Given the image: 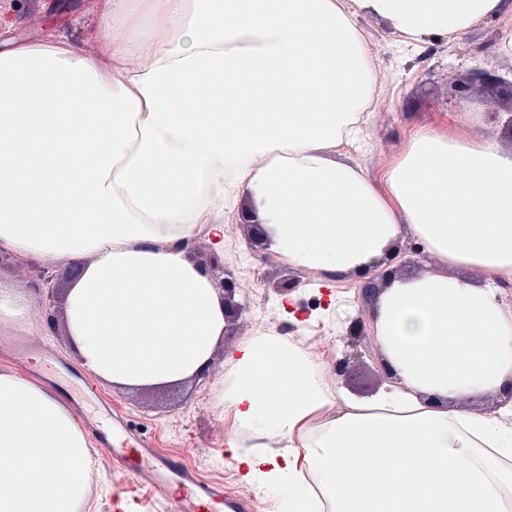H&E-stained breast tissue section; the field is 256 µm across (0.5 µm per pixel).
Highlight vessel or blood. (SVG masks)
Masks as SVG:
<instances>
[{
    "label": "vessel or blood",
    "mask_w": 512,
    "mask_h": 512,
    "mask_svg": "<svg viewBox=\"0 0 512 512\" xmlns=\"http://www.w3.org/2000/svg\"><path fill=\"white\" fill-rule=\"evenodd\" d=\"M112 461L136 480L161 492L170 494L172 512H204L205 508L223 507L224 498L218 494L201 495L194 491V477L186 462L158 457L144 442L130 443L116 438L110 427L98 429Z\"/></svg>",
    "instance_id": "b4317fda"
}]
</instances>
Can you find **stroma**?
Masks as SVG:
<instances>
[{"label":"stroma","instance_id":"stroma-1","mask_svg":"<svg viewBox=\"0 0 512 512\" xmlns=\"http://www.w3.org/2000/svg\"><path fill=\"white\" fill-rule=\"evenodd\" d=\"M506 2V11L472 25L455 40L431 39L417 45L405 42L384 19L358 17L376 84L361 142L339 145L337 160L358 166L370 178H381L420 124L454 138H490L511 152L512 104L480 88L462 98L453 92L454 84L476 68L512 77V53L501 49L512 37V0ZM95 23L90 0H0V43L65 35L88 51L92 45L86 34ZM253 206V200L244 196L235 209L225 210L223 254H216L202 236L191 246L192 259L207 263L214 280H221L227 269L235 272L241 285L235 296L238 309L213 352L207 379L130 389L88 374L69 347L64 326L46 325L33 288L37 265L19 263L10 255L0 261V289L11 290L25 314L18 322L0 323V366L78 400L75 413L87 434H94L102 422H111L116 435L134 437L161 454L185 460L202 487L249 499L253 512H274L271 494L221 450L224 417L218 393L224 385L225 362L238 345L247 337L270 333L301 343L324 341L326 348L318 358L327 382L358 401L372 399L391 378L381 367L377 305L362 299V277L349 272L329 279L320 271L289 265L267 246H252L239 215ZM415 242L406 232L396 243L392 267L397 278L441 272L439 261L415 249ZM285 280L289 289L278 290V283ZM357 319L363 321L364 332L352 343L346 329ZM92 455L94 473L81 512H168V503L150 492H129L100 450Z\"/></svg>","mask_w":512,"mask_h":512}]
</instances>
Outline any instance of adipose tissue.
Instances as JSON below:
<instances>
[{
	"label": "adipose tissue",
	"instance_id": "ef3b65f1",
	"mask_svg": "<svg viewBox=\"0 0 512 512\" xmlns=\"http://www.w3.org/2000/svg\"><path fill=\"white\" fill-rule=\"evenodd\" d=\"M68 37L0 51V250L81 263L63 302L81 367L132 388L211 368L224 301L191 243L224 250L251 196L270 251L334 277L403 234L444 270L392 280L376 330L394 381L367 402L281 336L245 339L219 396L224 444L275 512H512V426L461 395L512 387V152L418 127L382 181L337 162L374 74L361 15L457 39L502 0H92ZM473 269L478 279L460 277ZM277 439L280 456L261 454ZM89 441L63 399L0 368V512H79Z\"/></svg>",
	"mask_w": 512,
	"mask_h": 512
}]
</instances>
